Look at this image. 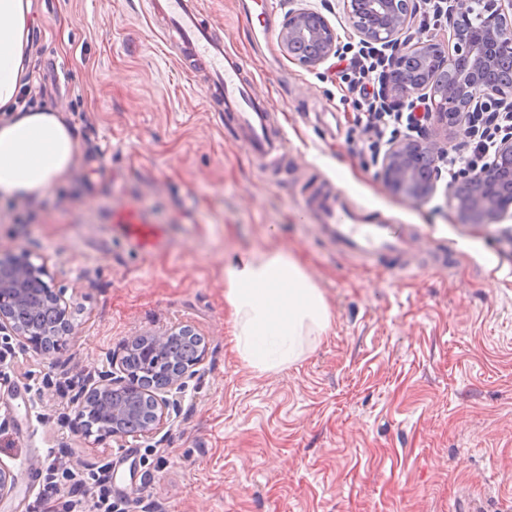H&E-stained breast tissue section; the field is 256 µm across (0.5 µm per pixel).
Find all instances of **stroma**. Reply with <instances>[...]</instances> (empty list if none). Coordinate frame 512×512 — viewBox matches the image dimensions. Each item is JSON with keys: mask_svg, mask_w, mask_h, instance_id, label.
<instances>
[{"mask_svg": "<svg viewBox=\"0 0 512 512\" xmlns=\"http://www.w3.org/2000/svg\"><path fill=\"white\" fill-rule=\"evenodd\" d=\"M288 136L271 177L205 80L186 81L149 0H34L36 104L61 112L75 164L38 198L0 199V257L50 271L70 330L0 356V464L22 475L62 448L112 464L131 512H512V218L461 223L444 191L392 192L343 101L344 63L311 69L247 22L244 0H203ZM412 235L407 257L364 265L301 207L311 181ZM161 230L140 254L126 208ZM285 250L322 291L330 329L260 373L233 349L224 255ZM190 326L205 351L179 415L150 438L84 437L76 417L137 337ZM36 376L37 389L24 379Z\"/></svg>", "mask_w": 512, "mask_h": 512, "instance_id": "stroma-1", "label": "stroma"}]
</instances>
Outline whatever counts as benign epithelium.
<instances>
[{
  "instance_id": "7a95c632",
  "label": "benign epithelium",
  "mask_w": 512,
  "mask_h": 512,
  "mask_svg": "<svg viewBox=\"0 0 512 512\" xmlns=\"http://www.w3.org/2000/svg\"><path fill=\"white\" fill-rule=\"evenodd\" d=\"M434 3L436 18H445L453 52L439 32L442 24L415 44L402 40L421 12ZM279 33L282 49L300 64L315 68L348 50H372L381 59L379 97L385 108L412 114L411 127L397 136L380 161V174L395 193L420 203L434 195L448 165V142L437 137L474 123L487 113L512 116V0H483L484 24L473 30L464 25L470 0H338L349 26L359 37L357 45L344 43L328 18L292 0ZM493 153L479 171H459L446 183L445 192L462 222L493 224L512 216V126L497 132ZM47 267L33 268L24 259L0 270V334L15 337L42 351L49 342L32 332L18 314L33 315L30 282L49 287ZM188 331L176 327L145 337L140 354L150 359L164 351L168 341ZM204 359L196 353L160 381L146 383L132 374L127 359L112 361L118 372L108 371L85 392L82 405H97L112 416V437L145 438L172 420L186 380L197 374ZM15 487L13 471L0 465V498Z\"/></svg>"
}]
</instances>
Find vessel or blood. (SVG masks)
Wrapping results in <instances>:
<instances>
[{"mask_svg": "<svg viewBox=\"0 0 512 512\" xmlns=\"http://www.w3.org/2000/svg\"><path fill=\"white\" fill-rule=\"evenodd\" d=\"M149 5L153 14L164 19V39L176 50L186 74L195 76L196 64L204 65L209 101L222 103L266 172H277L288 149V138L283 133L273 134L272 103L255 92L253 80L245 75L244 57L225 43L215 24L205 18L202 0H149ZM304 206L337 247L363 260H373L382 251L404 253L409 249L407 238L394 233L391 225L369 211L346 205L339 192L331 188L315 186ZM119 224L141 253L149 254L157 248L158 227L145 223L138 212L125 211Z\"/></svg>", "mask_w": 512, "mask_h": 512, "instance_id": "1", "label": "vessel or blood"}]
</instances>
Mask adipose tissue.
I'll return each instance as SVG.
<instances>
[{"label": "adipose tissue", "instance_id": "adipose-tissue-1", "mask_svg": "<svg viewBox=\"0 0 512 512\" xmlns=\"http://www.w3.org/2000/svg\"><path fill=\"white\" fill-rule=\"evenodd\" d=\"M31 14L32 0H0V112L11 109L28 73ZM76 153L74 131L61 113L16 112L0 125V196L43 195L69 173ZM224 301L238 354L261 372L297 361L305 337L332 323L322 292L285 251L225 255Z\"/></svg>", "mask_w": 512, "mask_h": 512}]
</instances>
